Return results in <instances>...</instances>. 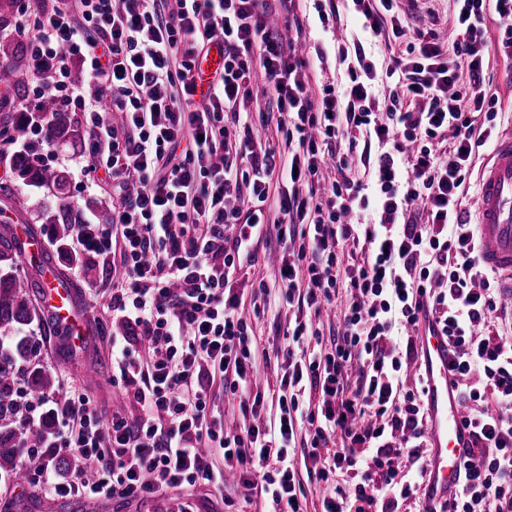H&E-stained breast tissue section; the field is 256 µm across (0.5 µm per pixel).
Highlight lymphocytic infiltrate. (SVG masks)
Instances as JSON below:
<instances>
[{
  "label": "lymphocytic infiltrate",
  "mask_w": 512,
  "mask_h": 512,
  "mask_svg": "<svg viewBox=\"0 0 512 512\" xmlns=\"http://www.w3.org/2000/svg\"><path fill=\"white\" fill-rule=\"evenodd\" d=\"M399 2L351 0L393 49L385 99L364 50L342 45L346 89L312 91L294 0H43L36 17L15 19L39 100L88 131L81 175L112 183L111 223L76 225L70 247L112 267L109 341L125 404L107 415L76 388L27 399L58 421L39 449V479L55 494L169 496L177 512H195L185 490L223 489L230 474L264 512H309L304 462L324 512H406L427 480L430 444L427 379L408 388L402 376L428 310L453 354L473 448L456 496L422 512H512V337L496 325L507 310L463 209L498 114L491 52L512 71V0H453L446 42L409 40ZM216 46L224 63L203 72ZM76 68L87 85L72 81ZM256 95L276 144L220 123ZM330 161L338 177L325 187ZM368 162L372 198L351 175ZM233 186L245 187L248 208L227 206ZM271 242L282 252L281 295L296 310L275 352L272 421L261 416L255 335L241 314L242 279ZM341 295L343 321L322 337L313 320ZM320 338L326 348L311 351ZM218 378L251 415L232 430L214 410ZM65 454L90 461L95 476L58 479L53 461ZM341 473L353 489L332 483Z\"/></svg>",
  "instance_id": "f902f5d3"
}]
</instances>
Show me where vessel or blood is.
<instances>
[{
    "label": "vessel or blood",
    "mask_w": 512,
    "mask_h": 512,
    "mask_svg": "<svg viewBox=\"0 0 512 512\" xmlns=\"http://www.w3.org/2000/svg\"><path fill=\"white\" fill-rule=\"evenodd\" d=\"M477 224L482 260L498 274L503 296L512 304V132L499 138L481 172ZM40 277L41 305L54 318L61 333L71 341L84 336L87 322L76 316L75 289L61 286L55 266H43ZM421 331L432 448L431 476L422 493L434 500H445L458 490L472 433L462 420V409L448 373V342L432 319L423 320Z\"/></svg>",
    "instance_id": "vessel-or-blood-1"
}]
</instances>
